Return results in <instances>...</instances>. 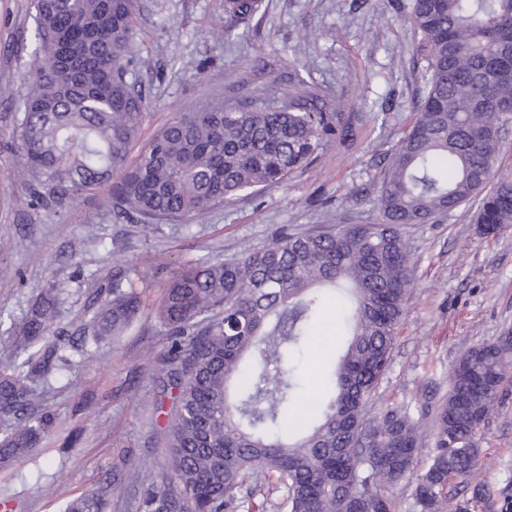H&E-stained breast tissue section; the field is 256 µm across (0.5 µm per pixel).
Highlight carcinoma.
Returning a JSON list of instances; mask_svg holds the SVG:
<instances>
[{"label": "carcinoma", "mask_w": 512, "mask_h": 512, "mask_svg": "<svg viewBox=\"0 0 512 512\" xmlns=\"http://www.w3.org/2000/svg\"><path fill=\"white\" fill-rule=\"evenodd\" d=\"M260 0H224V38L250 25ZM408 22L428 60L417 118L390 154L376 198L381 221L282 233L261 248L199 261L168 283L157 314L170 336L155 369L174 409L162 431L165 482L149 481L138 512H395L383 485L416 473L420 512H446L450 487L479 461V434L512 373V332L456 361L446 400L425 406L433 449L415 472L421 424L408 408L372 414L413 282L407 224H429L481 197L477 223H512V175L495 170L512 107V0H413ZM40 60L14 135L23 175L63 206L113 182V199L145 223L189 220L241 192L279 186L329 139L339 113L306 95L216 102L168 122L129 155L146 117L132 73L128 0H36ZM134 266L116 268L77 333L121 335L141 310ZM64 286L41 290L12 325L15 359L0 366V465L20 461L54 425L36 416L37 385L66 362L55 325ZM336 319L311 409L289 353L308 345L322 312ZM65 512H103L88 492Z\"/></svg>", "instance_id": "carcinoma-1"}]
</instances>
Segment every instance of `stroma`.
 Returning a JSON list of instances; mask_svg holds the SVG:
<instances>
[{"mask_svg": "<svg viewBox=\"0 0 512 512\" xmlns=\"http://www.w3.org/2000/svg\"><path fill=\"white\" fill-rule=\"evenodd\" d=\"M220 0H137L136 53L149 61L135 79L146 92L139 145L182 112L213 100L244 102L291 91L317 96L349 118L353 135L332 140L317 160L279 188L241 193L223 207L181 222L143 228L118 214L111 184L65 207L31 204L12 135L23 76L36 58L32 0H0V362L13 360L9 333L47 284L66 286L58 330L73 333L89 298L115 267L143 271V307L114 342L66 343L67 364L40 386L38 411L55 423L20 462L0 468V496L14 512H63L96 491L104 512H136L143 492L127 471L136 461L154 481L168 473L155 369L169 337L157 316L163 288L200 260H221L268 243L282 227L318 230L381 219L382 170L414 121L425 92L426 59L406 23L411 0H262L238 37L224 40ZM479 200L429 224L403 227L414 279L391 361L374 402L420 416L445 399L450 372L468 348L512 330V224L485 233ZM98 247L86 251L84 242ZM484 494L472 500L474 489ZM458 499L469 512H512V382L480 435V461Z\"/></svg>", "mask_w": 512, "mask_h": 512, "instance_id": "35a3bbf8", "label": "stroma"}]
</instances>
